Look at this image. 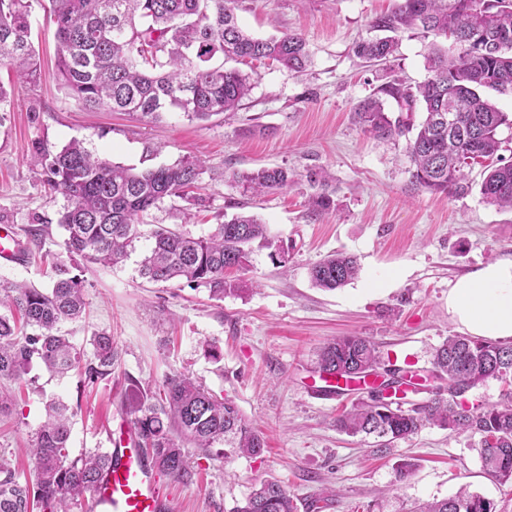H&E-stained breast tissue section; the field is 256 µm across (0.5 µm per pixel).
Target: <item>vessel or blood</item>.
Wrapping results in <instances>:
<instances>
[{"instance_id":"b4317fda","label":"vessel or blood","mask_w":512,"mask_h":512,"mask_svg":"<svg viewBox=\"0 0 512 512\" xmlns=\"http://www.w3.org/2000/svg\"><path fill=\"white\" fill-rule=\"evenodd\" d=\"M109 462L82 504L83 512H172L157 487L144 449L134 444L130 430L109 433Z\"/></svg>"}]
</instances>
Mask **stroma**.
<instances>
[{"label": "stroma", "mask_w": 512, "mask_h": 512, "mask_svg": "<svg viewBox=\"0 0 512 512\" xmlns=\"http://www.w3.org/2000/svg\"><path fill=\"white\" fill-rule=\"evenodd\" d=\"M398 2L235 0L243 29L262 38L302 34L312 64L300 76L276 64L245 65L253 89L238 110L191 121L178 112L148 120L86 110L58 85L56 27L34 0L30 39L41 59L39 83H17L0 56V88L11 102L0 123V225L19 232L40 216L44 250L69 258L57 222L66 200L49 193L30 158L36 144L55 151L80 139L111 162L139 169L200 160L206 205L191 208L183 231L209 235L241 201L268 225L275 244L287 248L288 262L278 267L269 249H255L240 274L246 292L217 300L183 280L139 278L143 240L118 267L73 259L87 311L61 330L87 356L94 333L109 332L119 357L111 375L93 384L79 367L63 377L33 367L9 413L0 415V457L11 461L19 482L34 479L28 448L47 400L76 406L69 442L75 457L108 448V431L129 423L131 384L155 392L167 377L187 373L230 397L266 449L251 458L225 455L220 446L188 448L193 481L159 477L176 512H230L272 477L285 482L298 512H310L317 499L321 512H403L414 502L452 497L463 486L512 512V487L485 473L478 435L428 425L379 450L376 439L337 430V417L354 398L324 394L314 370L328 339L357 334L395 367L419 375L424 385L408 400L425 401L437 385L431 374L436 347L462 332L448 313L449 288L480 265L512 259V211L484 202L480 165L466 171L468 193H430L410 180L405 139H375L354 121L356 105L376 92L385 68L411 84L427 76L428 41L418 34H402L384 68L354 53L357 41L380 37L375 19ZM277 166L299 175L286 193L246 196L229 182L232 173ZM318 168L334 177L336 207L314 215L305 173ZM336 251L356 257L357 277L333 291L315 287L311 266ZM213 347L220 359L209 356ZM404 461L412 473L397 489Z\"/></svg>", "instance_id": "35a3bbf8"}]
</instances>
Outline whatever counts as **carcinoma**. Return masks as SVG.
<instances>
[{"label":"carcinoma","instance_id":"carcinoma-1","mask_svg":"<svg viewBox=\"0 0 512 512\" xmlns=\"http://www.w3.org/2000/svg\"><path fill=\"white\" fill-rule=\"evenodd\" d=\"M57 28L58 78L69 96L89 109L108 108L132 116L158 119L179 112L190 120H207L235 111L252 91L250 76L225 64L270 60L295 73L311 64L306 40L298 33L256 38L239 25L230 0H48ZM387 36L362 40L355 54L383 63L405 33L433 37L426 56L427 78L411 88L396 74L377 94L358 103L355 120L377 139L412 134L406 151L412 182L434 194L468 192L463 168L497 158L486 166L480 184L483 200L512 210V161L498 155L499 128L512 123L487 97L512 93V0H400L395 11L376 20ZM29 0H0V52L31 84L39 63L29 42ZM394 100L398 115L384 108L381 96ZM422 108L416 125L413 112ZM45 184L63 195L67 205L58 224L67 232L66 250L104 267L125 262L136 242L149 238L138 275L148 283L183 279L203 286L218 299L243 292L227 275L248 266L253 244L270 248L267 224L238 212L216 225L206 237L194 238L177 227L143 230L146 217L165 201L180 199L204 206L198 193L201 162L185 161L139 171L112 163L73 139L51 152L38 148L32 157ZM229 179L255 195L283 191L297 173L284 167H261L232 173ZM316 192L308 206L319 213L335 206L332 177L325 170L306 173ZM49 288L27 283H0V414L10 410L6 384L21 381L42 364L64 376L84 364L85 381L93 384L112 373L118 352L112 336L92 337V357L82 361L59 325L81 317L83 281L63 260L53 263ZM358 272L354 257L329 254L310 269L312 283L334 290ZM384 366L376 347L362 336H341L317 355L315 371L348 382L366 381ZM434 371L448 377V389L410 409L384 403L375 391L336 419L347 434L372 436L391 443L407 439L433 424L451 431L480 435L479 456L486 473L501 485L512 484V389L491 405L469 403V392L489 379L512 383V344L470 336H450L435 350ZM126 406L138 447L148 450L153 466L180 482L194 471L183 443L204 451L222 444L224 454L259 457L266 444L229 398L218 397L185 374L166 379L162 390L131 388ZM75 411L60 399L47 403L30 456L35 481L21 484L10 464L0 461V512H69L70 505L91 491L108 464L95 449L70 457L68 449ZM298 506L280 480H265L232 512H297ZM412 512H499L497 505L461 489L454 496L426 502Z\"/></svg>","mask_w":512,"mask_h":512}]
</instances>
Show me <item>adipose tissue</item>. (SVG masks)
I'll return each mask as SVG.
<instances>
[{
  "mask_svg": "<svg viewBox=\"0 0 512 512\" xmlns=\"http://www.w3.org/2000/svg\"><path fill=\"white\" fill-rule=\"evenodd\" d=\"M448 313L472 336L512 338V260H496L462 276L448 290Z\"/></svg>",
  "mask_w": 512,
  "mask_h": 512,
  "instance_id": "obj_1",
  "label": "adipose tissue"
}]
</instances>
